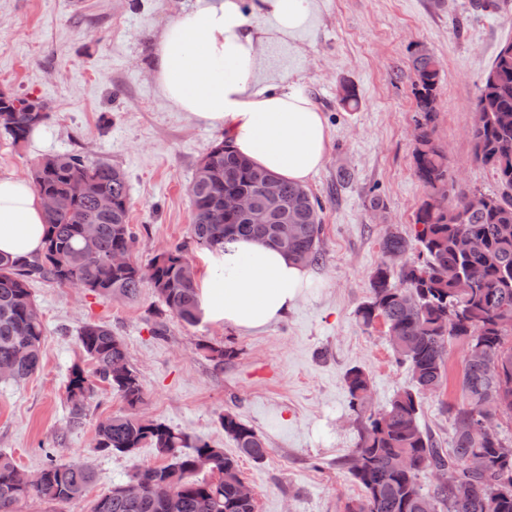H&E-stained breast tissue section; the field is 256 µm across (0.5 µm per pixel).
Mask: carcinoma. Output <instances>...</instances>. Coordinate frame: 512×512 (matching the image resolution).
Here are the masks:
<instances>
[{
    "label": "carcinoma",
    "instance_id": "carcinoma-1",
    "mask_svg": "<svg viewBox=\"0 0 512 512\" xmlns=\"http://www.w3.org/2000/svg\"><path fill=\"white\" fill-rule=\"evenodd\" d=\"M413 95L420 118L414 128L413 158L415 175L426 189V197L415 213L419 226L416 241L421 261L399 269L382 263L371 276V297L357 310L359 322L373 325L381 316L395 335L408 340V346L393 349L396 362L411 373L413 387L396 394L386 408L368 411L370 382L356 367L345 374L350 408L362 417L356 448L347 460L348 473L362 490V498L348 501L343 512H423L417 495L422 493L419 476L431 466L448 470V484L435 485L427 496L436 512H512V487L499 489L503 473L512 482V440L500 432L488 433L481 425V404L494 389L501 415L512 420V53L497 52L484 71L473 106L483 109L481 124L470 134L473 159L494 176L498 191L488 194L489 204L481 211L466 209L465 194L455 191L448 170V154L434 137L435 102L441 69L430 53H416ZM49 113L35 116L20 108L0 119V131L13 143L26 141L36 126L44 124ZM207 161L220 178H195L190 187L193 220L189 239L208 250L224 247V236H250L271 241L268 230L252 224L236 213L225 216L228 230L207 223L209 210L224 204L226 194H254L256 177L263 171L250 160L230 151L224 143L214 145ZM32 183L39 194L58 198L56 210L46 213L44 250L28 260L0 256V363L15 365L13 374L0 381L21 382L34 374L41 362L44 324L32 315L36 305L30 282L44 280L69 285L106 297L134 298L144 282H149L167 310L181 322H199L198 284L179 281V268L187 259L188 245L176 243L154 256L147 266L137 263L125 270H114L107 259L116 251L134 254L137 238L128 224L129 187L125 173L109 163L88 165L76 154L44 157L32 170ZM92 182V192L84 190ZM283 199L290 209L274 219L276 224H292L295 236L288 257L304 264L322 259L321 205L302 186L280 180ZM116 201L112 212L97 208L96 194ZM95 224L98 236L94 252L85 251L80 226ZM468 235L473 243L467 254L455 250L459 236ZM409 242L392 233L382 243L383 253L403 255ZM471 277L474 288L459 292L460 277ZM483 341L487 356L482 361H465L463 401L448 406L451 436L448 446L420 424V395L429 386L443 385L447 348L453 341L467 344ZM78 347L91 361L94 371L80 365L71 371L66 400L70 419L78 423L97 392L96 382L108 384L119 393L129 412L108 417L99 423L95 449L102 453L124 452L148 444L170 463L133 474L145 483L169 479L177 488L176 512H253L249 504L236 498L235 486L226 481L211 487L195 479L197 462L209 454V442L189 437L139 413L145 394L141 381L123 383L112 370L125 365L128 357L123 340L104 323L87 322L80 327ZM217 365L232 360V348L201 344ZM224 434L234 442L237 455L224 463L239 468V458L255 462L267 454L261 435L233 413L219 420ZM44 463L33 473L36 481L20 490L14 485L18 472L12 456L0 453V512H18L29 498L66 502L83 496L92 481L83 466L61 463L51 448L42 449ZM485 455L488 471L471 473L467 458ZM402 457L407 466L396 469L390 461ZM107 512H168L164 504L146 492L138 498L122 497L114 491L103 496Z\"/></svg>",
    "mask_w": 512,
    "mask_h": 512
}]
</instances>
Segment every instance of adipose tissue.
I'll return each instance as SVG.
<instances>
[{"label": "adipose tissue", "instance_id": "ef3b65f1", "mask_svg": "<svg viewBox=\"0 0 512 512\" xmlns=\"http://www.w3.org/2000/svg\"><path fill=\"white\" fill-rule=\"evenodd\" d=\"M313 7V0H190L151 48V71L171 107L222 131L257 167L300 185L325 164V118L300 87L264 85L257 71L261 46L293 36ZM44 237L43 202L31 181L0 173V255L39 254ZM206 265L201 320L244 334L285 317L313 280L306 264L242 237L208 252Z\"/></svg>", "mask_w": 512, "mask_h": 512}]
</instances>
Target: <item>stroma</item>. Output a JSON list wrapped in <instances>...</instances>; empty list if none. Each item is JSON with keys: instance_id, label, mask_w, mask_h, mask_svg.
<instances>
[{"instance_id": "35a3bbf8", "label": "stroma", "mask_w": 512, "mask_h": 512, "mask_svg": "<svg viewBox=\"0 0 512 512\" xmlns=\"http://www.w3.org/2000/svg\"><path fill=\"white\" fill-rule=\"evenodd\" d=\"M187 3L0 0V91L37 98L49 112L40 140L15 145L0 136V172L28 177L55 153L120 168L142 265L187 242L189 186L200 161L224 138L173 109L149 67L154 38ZM500 4L487 13L474 11L471 0H315L304 28L265 48L261 78L299 85L330 131L328 158L307 185L323 207L317 286L265 331L183 325L147 283L136 299L124 300L32 282L45 326L42 362L25 381L0 382V452L32 473L42 449L51 448L61 462L88 465L94 479L81 498H31L19 512H91L136 469L165 462L147 446L131 455L96 451L98 424L126 410L107 384H99L82 423L70 425L66 385L73 365L84 361L76 339L89 321L123 339L144 387L147 418L229 454L236 448L220 415L236 414L263 436L265 459L239 460L257 512H343L360 497L343 463L361 427L344 376L353 367L368 375L375 410L412 385L383 330L363 327L356 317L371 297L388 233L410 240L403 262L418 258L414 215L425 189L414 171L411 58L424 47L441 65L435 138L448 153L456 191H496L492 173L473 160L469 129L481 76L512 38V0ZM345 84L359 95L357 109L339 102ZM375 197L382 210L371 208ZM159 321L167 323V335H155ZM206 343L237 355L216 366L202 349ZM465 352L460 344L449 347L442 388L421 402L422 426L443 440L451 433L448 407L462 399Z\"/></svg>"}]
</instances>
